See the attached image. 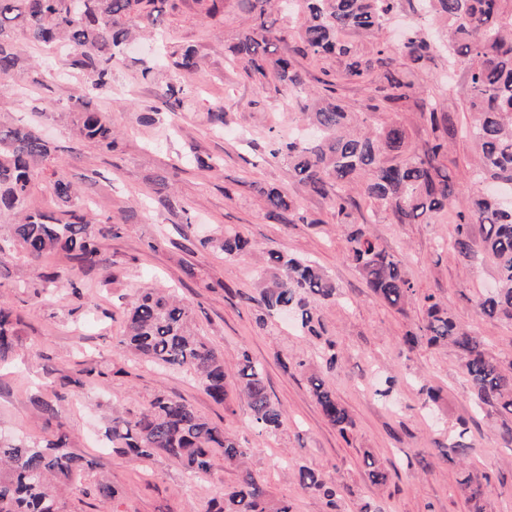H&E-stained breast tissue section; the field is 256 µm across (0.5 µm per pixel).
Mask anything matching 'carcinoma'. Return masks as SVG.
I'll return each mask as SVG.
<instances>
[{
    "label": "carcinoma",
    "mask_w": 512,
    "mask_h": 512,
    "mask_svg": "<svg viewBox=\"0 0 512 512\" xmlns=\"http://www.w3.org/2000/svg\"><path fill=\"white\" fill-rule=\"evenodd\" d=\"M512 0H418L420 13L443 20L448 29V62L469 75L468 109L475 119L467 134L476 147L470 167L472 177L498 185L512 196ZM165 0H0V76L18 67L21 56L14 42L23 32L36 45L54 44L65 49L70 65L81 70L89 93L71 106L73 133L103 151L115 147L107 114L93 107V95L110 87L112 75L124 62L125 46L135 39L130 22L152 31L165 30L161 4ZM400 0H288L285 11L301 17L296 29L278 25L272 8L275 0H239L247 28L239 35L232 53L245 75L257 86L274 92L291 89L304 101L303 121L312 135L305 139L276 141L273 157L288 160L292 178L305 192L327 200L338 224H350L346 236L348 258L359 268L366 286L388 305L405 311L416 288L401 262L379 246L362 228L366 220L351 195L376 202L402 224L425 216L436 219L448 208L455 210L457 232L454 249L470 262L476 251L469 226L482 228L481 251L492 257L496 287L479 301L489 318L512 320V202L478 196L466 206L453 200L448 169V138L456 129L442 113L435 97L423 99L417 108L430 127L418 149L407 145L405 129L387 124L379 129L363 127L364 121L346 110L336 97L342 81L371 86L369 110L405 106L410 101L414 71L395 66L391 49L377 43L367 53L343 39L355 31L370 37L393 17ZM431 42L420 24L409 29L400 52L412 64L431 59ZM333 58L332 79L323 81L325 94L312 97L296 66V58ZM194 48L173 47L159 63L142 69L143 79L158 82L159 100L168 112H179L192 91L189 76L198 68ZM160 107V108H162ZM156 106L143 111L140 121L156 122ZM53 149L39 132L27 125L0 126V218L11 217L9 235L0 237V262L19 253L33 262L51 253H64L78 268L103 264L94 234L107 235L112 228L94 227V218L73 204L75 184L69 164L54 160ZM46 182L60 203L57 212L32 206L30 190L37 180ZM265 216L283 224L306 222L294 201L278 189L263 191ZM228 258L248 247L235 233L200 240ZM257 295L249 301L265 317L288 310L305 336H322L320 305L336 300V282L315 261L287 257L270 251L257 281ZM426 317L417 330L408 332L405 344L413 349L425 340L430 345H452L463 359L480 409L512 415V365L504 367L470 330L458 324L433 294L423 296ZM22 319L0 304V362L7 361L20 343ZM120 349L152 364L182 369L195 375L215 402L226 400L227 374L224 353L195 328L191 311L170 288L147 286L138 290L126 312ZM236 390L250 410L251 422L271 434L283 425L284 415L272 399L262 364L242 351L236 360ZM311 389L327 421L346 435L352 426L347 410L322 377L309 378ZM466 430L448 448L446 457L465 458L475 452L464 441ZM112 446L125 454L148 459L157 454L194 476L208 473L212 453L220 448L224 464L238 473L236 484L209 512H291L284 500L273 498L247 465L250 450L223 428L199 415L190 405L161 392L133 414L112 417L106 429ZM368 475L375 485L386 483L388 474L374 456L364 453ZM89 466L85 457L68 449L64 439L32 443L0 444V512H62L61 496L75 476ZM302 489L318 492L330 512H336L342 487L320 473L300 466L293 471ZM459 485L472 512H485L487 478L463 470ZM102 512H112L117 490L107 480L93 485Z\"/></svg>",
    "instance_id": "1"
}]
</instances>
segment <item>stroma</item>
I'll use <instances>...</instances> for the list:
<instances>
[{
  "label": "stroma",
  "instance_id": "35a3bbf8",
  "mask_svg": "<svg viewBox=\"0 0 512 512\" xmlns=\"http://www.w3.org/2000/svg\"><path fill=\"white\" fill-rule=\"evenodd\" d=\"M176 4L166 12L165 39L195 47L194 95L184 111L160 112L152 126L139 123L142 109L159 102L156 86L141 77L142 61L155 50L154 41L143 40L114 73L111 88L94 100L116 130L110 152L78 142L72 134L66 105L83 93V72L67 65L62 55L24 36L16 38L23 65L0 78V123L37 121L56 157L70 163L79 204L98 220L118 224L119 232L95 237L106 264L78 272L79 300L63 290L42 291V273L69 267L65 254L38 262L18 255L0 266V299L24 317L16 355L0 367V435L31 441L63 435L71 451L91 460V469L64 493V512H98L90 487L102 477L118 491L117 512H207L237 481L222 451H215L207 475L192 480L164 455L140 460L104 447L101 440L113 412L137 411L163 391L250 448L254 475L273 497L288 501L292 512H328L319 494L293 481L291 469L302 465L343 484L338 512H360L367 502L378 512H470L458 484L461 465L439 457L440 448L462 430L475 448L466 464L488 479V512H512V444L500 435V416L476 407L459 352L450 345L404 346L405 334L425 317L423 305L413 303L400 313L366 288L346 257L344 228L328 202L308 195L290 176L285 159L269 157L272 136L300 129L302 102L285 91L259 89L234 61L229 48L244 25L238 0H224L223 11L213 18L203 14L197 0ZM38 66L54 71L49 87L33 84ZM413 81V105L402 112L369 111L371 92L362 85H340L337 94L372 126H403L413 149L427 137L416 103L438 94L457 129L450 142L457 163L454 198L467 203L480 191L469 173L473 144L463 134L473 121L467 109L468 74L449 69L447 53L437 51L416 69ZM215 106L226 112L219 132L205 122L208 108ZM187 154L217 167L204 170L184 162ZM159 178L164 188H157ZM271 187L292 199L307 223L267 219L259 191ZM361 207L366 231L401 261L418 291L435 294L492 356L512 362V321L488 318L479 307L495 279V266L488 259L472 266L460 261L451 247L453 218L401 224L374 211L369 201ZM227 230L250 240L249 254L230 259L201 247V239ZM152 240L158 241L157 250L148 249ZM271 249L315 260L334 279L341 297L323 307V339L301 335L293 322L278 317L258 325L261 310L250 298L262 258ZM108 276L112 284L102 287ZM146 283L177 288L196 325L227 362L245 349L264 365L268 389L285 417L280 430L258 434L247 406L235 397L215 403L189 373L129 360L118 349L124 310ZM325 339L341 356L328 373L318 357ZM89 368L94 376H86ZM320 373L353 421L347 435L327 422L312 394L309 378ZM389 374L400 381L389 397L378 399L373 390ZM429 388L438 400L428 409L423 402ZM39 399L53 406V414L37 410ZM367 452L387 469L385 484L369 480L363 462Z\"/></svg>",
  "mask_w": 512,
  "mask_h": 512
}]
</instances>
